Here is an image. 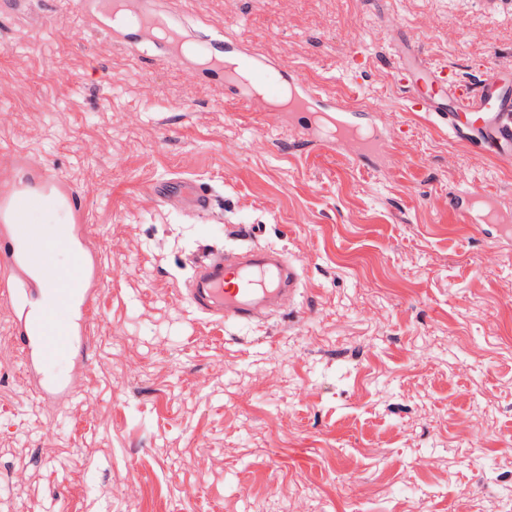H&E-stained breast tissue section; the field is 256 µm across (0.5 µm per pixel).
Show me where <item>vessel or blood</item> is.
Instances as JSON below:
<instances>
[{
	"mask_svg": "<svg viewBox=\"0 0 512 512\" xmlns=\"http://www.w3.org/2000/svg\"><path fill=\"white\" fill-rule=\"evenodd\" d=\"M112 12L122 17L114 25L116 33L153 35L163 58L179 62V47L185 38L165 16L138 10L134 0H113ZM200 51L209 70L220 72L225 66H235L257 86L259 98L288 97L292 112L311 111L317 102V89L305 84L301 76H284L231 41L214 39ZM393 79L407 93L412 107L435 114L457 140H465L473 129L494 141L500 151L512 153L511 72L490 74L477 85L452 82L419 51L404 47L393 52ZM344 140L353 143L358 161L390 158L386 136L378 133L365 139L349 126L320 139L318 145L332 150ZM157 194L163 199L177 197L199 213L212 212L215 207L213 194L200 184L171 181L160 186ZM50 196L63 202L69 199L66 185L51 176L38 187L18 183L0 188V301L16 308L23 384L51 406L70 386L64 377H49L46 366L60 355L77 367L85 363L103 274L95 254L83 247L85 227L79 219L55 225L48 238L28 223V213ZM60 248L71 258L63 269L54 260ZM191 270L183 288L185 299L211 323L254 322L298 291L297 267L276 249L228 254L214 250L193 258Z\"/></svg>",
	"mask_w": 512,
	"mask_h": 512,
	"instance_id": "vessel-or-blood-1",
	"label": "vessel or blood"
}]
</instances>
